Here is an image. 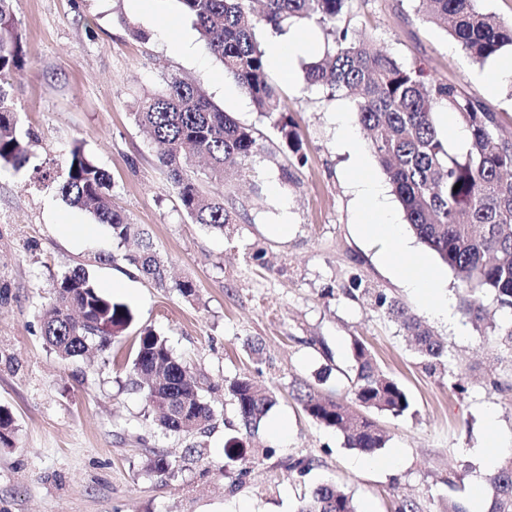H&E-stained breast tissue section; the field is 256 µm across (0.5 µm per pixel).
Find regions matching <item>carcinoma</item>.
<instances>
[{"mask_svg": "<svg viewBox=\"0 0 512 512\" xmlns=\"http://www.w3.org/2000/svg\"><path fill=\"white\" fill-rule=\"evenodd\" d=\"M261 20L280 31L282 24L315 23L334 36L330 59L304 67L309 86L329 95L350 98L358 122L369 131V150L392 184L410 231L453 271L465 295V316L484 318L483 298L500 311L512 313V137L499 133L497 114L488 110L461 83L435 79L421 67L410 68L389 54L373 50L363 38H352L336 21L351 0H263ZM426 19L444 28L461 48L483 63L512 47V25L495 20L480 0H419ZM181 12L194 21L206 51L224 65L252 100L255 109L285 142L297 163L305 160L302 140L281 106L266 69L265 52L254 35L251 0H178ZM26 54L13 11V0H0V165L22 168L28 161L26 143L7 90L10 77L24 70ZM454 113L470 134L466 151L455 153L441 136L437 111ZM133 117L162 150L157 157L178 193L181 205L196 223L220 233L236 221L224 199L205 193L188 169L193 155L207 160L206 177L222 181L224 174L248 168L262 155L256 131L218 109L195 85L172 77L163 88L144 96ZM459 189H454L455 185ZM107 173L74 145L60 186L71 206L89 211L112 230V239L133 240L138 251L126 260L159 288L172 287L189 299L196 295L190 281L168 284L167 270L147 232L112 204ZM366 294L369 289L363 288ZM371 293V292H369ZM375 311L396 323L411 337L414 352L433 373L449 358L445 342L426 327L398 298L371 293ZM124 303L100 291L82 267L68 271L53 285L52 297L41 313V332L62 360L101 351L133 322ZM486 347L512 351V324L490 326ZM340 373L352 398L333 400L301 383L293 396L303 412L321 427L342 434L344 447L371 454L386 447L388 438L370 417L373 412L393 417L412 409L404 387L377 365L366 343L352 344V364ZM132 385L144 392L153 420L174 436L206 433L214 414L199 393L187 365L168 340L146 330L138 336L132 360ZM224 393L239 420L238 435L224 445V457L238 476L248 474L257 449L250 437L277 404L271 390H262L247 376L224 380ZM14 430L11 411L0 406V444L9 445ZM290 476L304 478L313 460L290 458ZM487 512H512V457L504 458L487 475ZM297 512H358L353 497L333 484L321 483L300 497Z\"/></svg>", "mask_w": 512, "mask_h": 512, "instance_id": "obj_1", "label": "carcinoma"}]
</instances>
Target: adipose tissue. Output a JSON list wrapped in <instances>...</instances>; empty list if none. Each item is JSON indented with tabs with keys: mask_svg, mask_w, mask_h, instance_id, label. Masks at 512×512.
<instances>
[{
	"mask_svg": "<svg viewBox=\"0 0 512 512\" xmlns=\"http://www.w3.org/2000/svg\"><path fill=\"white\" fill-rule=\"evenodd\" d=\"M353 188L360 204L363 233L386 239L384 263L403 286L410 290L431 316L454 323L453 302L438 291L441 273L410 247L402 227L397 224L381 183L366 167H359Z\"/></svg>",
	"mask_w": 512,
	"mask_h": 512,
	"instance_id": "obj_1",
	"label": "adipose tissue"
}]
</instances>
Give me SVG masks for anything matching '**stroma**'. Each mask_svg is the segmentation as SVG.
<instances>
[{
	"label": "stroma",
	"instance_id": "35a3bbf8",
	"mask_svg": "<svg viewBox=\"0 0 512 512\" xmlns=\"http://www.w3.org/2000/svg\"><path fill=\"white\" fill-rule=\"evenodd\" d=\"M418 7L417 0H353L341 24L406 66L463 82L497 113L501 133L512 135V82L488 90L480 80L486 64ZM13 9L28 64L9 92L29 134L30 161L0 168V405L14 417L13 445L0 447V512H295L305 486L323 481L344 488L360 512H396L404 496L423 512L468 502L480 478L469 451L487 438L484 413L493 411L501 434L512 438V387L489 386L493 379L512 384V357L483 349L486 325L459 316V336L432 318L452 369L428 373L397 323L344 294L356 278L425 313L383 263L386 242L360 231L354 160L340 146L336 122L337 113L353 115L352 103L304 81L305 64L333 47L327 28L308 26L318 49L295 56L291 74L268 71L304 141L299 167L248 95L224 79L177 0H14ZM173 35L187 51L171 49ZM173 77L263 138L264 154L232 185L202 183L235 211L229 233L187 216L157 145L134 121L137 101ZM76 142L108 174L115 207L145 225L173 278L195 284L197 300L155 287L129 264V246L113 241L108 225L66 204L59 186ZM281 222L287 234H274ZM257 251L270 268L252 262ZM79 265L135 319L106 351L63 361L43 340L41 312L55 281ZM146 329L167 337L214 410L210 430L196 440L164 435L131 385V349ZM357 338L413 401V414L377 417L389 441L376 455L398 454L392 470L353 467L358 451L308 418L292 394L305 381L346 398L341 370ZM250 341L261 342L260 359L248 354ZM329 362L337 372L318 381ZM453 372L467 381V393L452 389ZM239 375L256 377L278 399L253 440L275 455L258 457L243 478L224 464V444L238 429L224 382ZM283 418L284 439L272 432ZM156 450L173 460L172 472L147 471ZM291 456L314 459L306 480L281 468Z\"/></svg>",
	"mask_w": 512,
	"mask_h": 512
}]
</instances>
